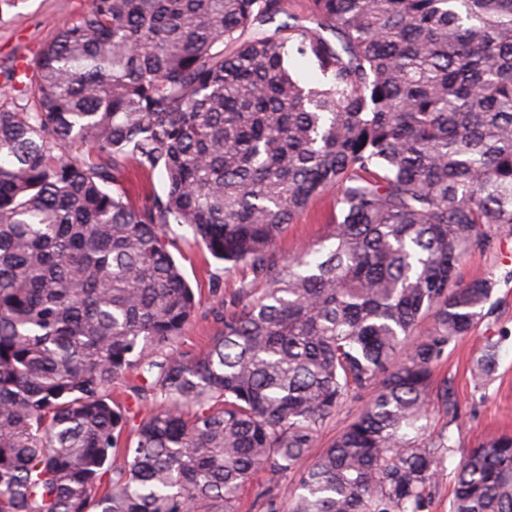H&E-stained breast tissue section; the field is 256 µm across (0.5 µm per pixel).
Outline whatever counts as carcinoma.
<instances>
[{
  "label": "carcinoma",
  "instance_id": "cac0c4a2",
  "mask_svg": "<svg viewBox=\"0 0 512 512\" xmlns=\"http://www.w3.org/2000/svg\"><path fill=\"white\" fill-rule=\"evenodd\" d=\"M326 86L288 71L287 48ZM0 104V512H428L454 449L434 367L483 317L460 266L512 226V0H90ZM165 176L142 206L127 167ZM335 191L320 248L274 246ZM186 224L241 288L207 348L168 249ZM433 331L409 342L425 317ZM496 367L494 349L471 368ZM152 410L126 436L112 384ZM375 394L278 500L354 393ZM449 512H512V436L455 468ZM270 475L266 472L257 473L252 481L240 492L239 512H265L261 506L264 498L261 497L269 485Z\"/></svg>",
  "mask_w": 512,
  "mask_h": 512
}]
</instances>
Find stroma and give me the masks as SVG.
<instances>
[{"label": "stroma", "mask_w": 512, "mask_h": 512, "mask_svg": "<svg viewBox=\"0 0 512 512\" xmlns=\"http://www.w3.org/2000/svg\"><path fill=\"white\" fill-rule=\"evenodd\" d=\"M90 0H18L17 7L0 12V98H14L16 92L7 79L18 60H30L36 50L57 32L86 11ZM334 192H326L309 204L294 224L288 225L275 247L279 261H286L305 250L317 247L331 230ZM171 253L195 291L198 305L177 344L179 351H201L213 335L224 302L241 288L262 295L267 287L245 265L226 269L195 240L184 224L170 225ZM463 281L488 278L492 293L485 316L472 331L448 347L445 358L433 374L434 393L427 415V433H446L454 446L449 466L472 448L494 436L512 434V228L490 230L484 248L472 251L461 268ZM497 347L495 374L482 387H475L470 369L487 344ZM449 390L452 406H445L440 391ZM374 394L367 388L353 394L326 420L313 448L301 460L296 472L281 478L277 493L286 499L294 495L300 471L306 470L336 437L352 423Z\"/></svg>", "instance_id": "stroma-1"}]
</instances>
